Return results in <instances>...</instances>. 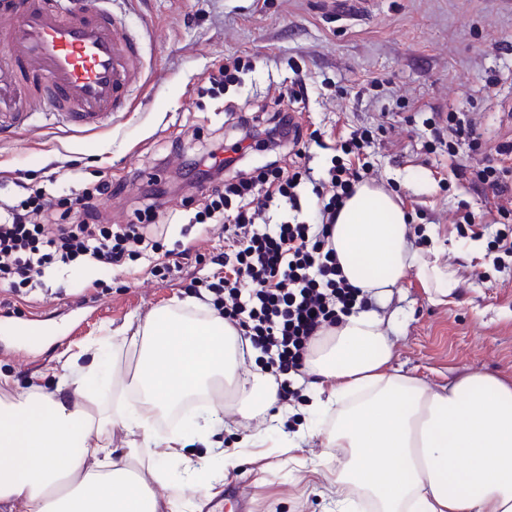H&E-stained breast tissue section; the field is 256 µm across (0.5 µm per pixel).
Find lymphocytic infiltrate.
<instances>
[{"instance_id": "obj_1", "label": "lymphocytic infiltrate", "mask_w": 512, "mask_h": 512, "mask_svg": "<svg viewBox=\"0 0 512 512\" xmlns=\"http://www.w3.org/2000/svg\"><path fill=\"white\" fill-rule=\"evenodd\" d=\"M303 93L302 82H295L289 105L266 120L239 116V138L229 145L213 142L203 163L189 169L190 186L203 202L194 223L224 227V251L217 257L224 274L207 289L225 321L249 340L279 377L277 397L282 404L298 398L286 377L301 374L311 343L367 300L343 276L330 244L337 213L371 171L363 153L365 133H352L341 143L348 162L332 165L327 180L318 183L304 165H265L229 180L224 177L229 154L273 152L302 143L308 131L291 104ZM475 177L476 185L494 197L512 195V145H500L484 155ZM70 180L71 187L63 190L51 176L45 187L0 203V281L26 285L40 280L50 268L77 260L121 267L138 249L155 252L150 268L155 276L180 271L186 261L204 262L195 244L164 252L147 236L143 224L153 218L166 195L158 179L149 180L143 192L145 206L137 223L115 226L108 224L101 202L122 193L123 185L103 178L86 182L78 168L72 169ZM308 182L321 203L314 224L296 214L297 190Z\"/></svg>"}]
</instances>
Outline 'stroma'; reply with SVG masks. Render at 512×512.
<instances>
[{"mask_svg": "<svg viewBox=\"0 0 512 512\" xmlns=\"http://www.w3.org/2000/svg\"><path fill=\"white\" fill-rule=\"evenodd\" d=\"M112 8L140 45L146 85L132 93L125 111L91 131L42 112L20 125H0V200L16 193V173L32 185L50 174L64 185L71 168H82L126 183L124 194L103 200L102 210L110 223H128L143 205L140 186L149 176H175L184 153L238 136L225 101L260 116L280 91L303 79L298 108L306 126L320 132V143L288 145L274 155L255 151L238 169L303 160L322 178L331 144L371 129L372 185L404 201L418 229L416 247L440 250L459 280L444 304L428 301L411 272L394 288L393 370L432 386L464 370L512 381V262L495 261L489 236H473L456 222L470 211L491 223L487 210L498 201L459 171L477 165L480 154L464 149L450 160L436 151L430 123L435 112H468L486 149L512 142V0H363L354 15L344 0H114ZM236 56L251 62L239 83L217 99L200 95L208 73ZM175 140L182 153L168 151ZM182 197L172 191L157 218L161 245L200 240L209 252H222L219 225L187 223ZM147 268L142 256L126 271L61 266L22 289L12 298L15 312L0 308V326L18 328L17 337L0 338V374L17 389L36 381L51 389L62 360L87 345L99 348L104 362L133 369L135 352L113 344V336L128 321L180 307L195 296L191 282L218 270L192 264L160 278ZM95 280L104 281V292L77 303V287ZM260 431L270 444L261 460L246 445ZM221 438L239 451L224 488L239 489L240 502L224 512H327L320 486L299 479L303 468L318 463V444L282 452L281 433L258 420L228 424Z\"/></svg>", "mask_w": 512, "mask_h": 512, "instance_id": "35a3bbf8", "label": "stroma"}]
</instances>
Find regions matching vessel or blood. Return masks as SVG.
<instances>
[{"instance_id":"b4317fda","label":"vessel or blood","mask_w":512,"mask_h":512,"mask_svg":"<svg viewBox=\"0 0 512 512\" xmlns=\"http://www.w3.org/2000/svg\"><path fill=\"white\" fill-rule=\"evenodd\" d=\"M140 51L102 9L58 0H0V112L26 113L32 99L66 112L80 130L120 111L143 81Z\"/></svg>"}]
</instances>
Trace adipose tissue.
<instances>
[{"mask_svg": "<svg viewBox=\"0 0 512 512\" xmlns=\"http://www.w3.org/2000/svg\"><path fill=\"white\" fill-rule=\"evenodd\" d=\"M414 231L392 196L358 186L336 217L332 243L349 283L376 297L378 308L349 314L317 339L305 361L310 414L325 426L297 429L288 450L320 438L327 454L329 512H512V382L469 370L431 387L390 372L388 308L407 270L435 303L458 286L439 251L414 246ZM193 317L166 308L122 329L137 349L133 371L114 377L108 408L94 400L83 367L67 358L54 390L14 392L0 378V512H189L227 477L225 466L193 459L184 435L155 424L190 396L222 394L198 440L225 417H265L278 385L266 372L242 373V341L223 316L193 300ZM127 441L115 447V429ZM181 463L185 481L170 483L165 466ZM164 485L168 494L158 495Z\"/></svg>", "mask_w": 512, "mask_h": 512, "instance_id": "1", "label": "adipose tissue"}]
</instances>
